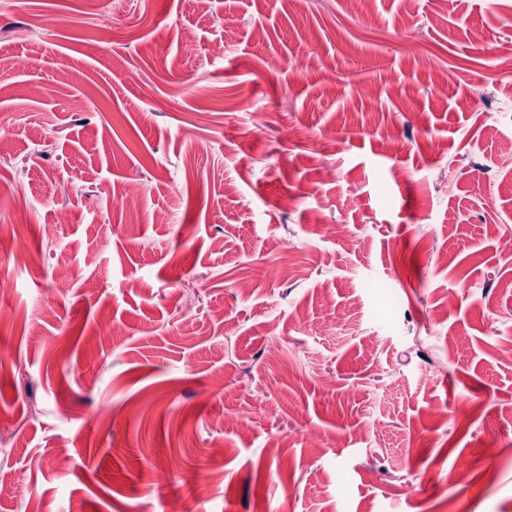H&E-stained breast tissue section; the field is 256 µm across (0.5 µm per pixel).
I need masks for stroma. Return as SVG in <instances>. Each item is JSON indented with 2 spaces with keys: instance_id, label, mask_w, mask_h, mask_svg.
<instances>
[{
  "instance_id": "1",
  "label": "stroma",
  "mask_w": 512,
  "mask_h": 512,
  "mask_svg": "<svg viewBox=\"0 0 512 512\" xmlns=\"http://www.w3.org/2000/svg\"><path fill=\"white\" fill-rule=\"evenodd\" d=\"M510 52L512 0H0V512H512Z\"/></svg>"
}]
</instances>
